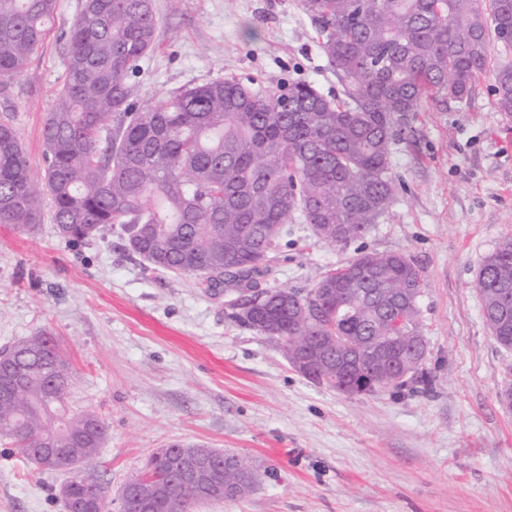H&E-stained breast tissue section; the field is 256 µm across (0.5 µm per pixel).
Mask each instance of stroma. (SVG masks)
Here are the masks:
<instances>
[{
  "label": "stroma",
  "instance_id": "obj_1",
  "mask_svg": "<svg viewBox=\"0 0 512 512\" xmlns=\"http://www.w3.org/2000/svg\"><path fill=\"white\" fill-rule=\"evenodd\" d=\"M55 24L25 71L0 84V119L16 129L43 179L42 127L67 63L63 31L81 0H57ZM156 50L130 77L137 104L215 77L264 86L342 87L301 0H152ZM494 73L464 102L427 99L404 113L391 147L401 187L359 241L328 246L293 223L264 288H313L360 250L398 252L424 275L419 321L424 383L345 394L289 364L280 342L243 325L232 293L175 276L132 253L120 227L72 242L44 198L27 232L0 224V347L54 336L73 370L69 411L95 409L97 455L112 512L123 485L173 443L247 457L244 496L197 512H512V349L493 340L473 286L484 258L512 234V117ZM66 472H41L0 438V512H65Z\"/></svg>",
  "mask_w": 512,
  "mask_h": 512
}]
</instances>
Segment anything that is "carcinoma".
Instances as JSON below:
<instances>
[{"label": "carcinoma", "mask_w": 512, "mask_h": 512, "mask_svg": "<svg viewBox=\"0 0 512 512\" xmlns=\"http://www.w3.org/2000/svg\"><path fill=\"white\" fill-rule=\"evenodd\" d=\"M319 47L344 98L311 83L271 80L263 89L217 77L182 86L139 107L129 77L154 52L159 22L152 0H83L69 27L62 89L44 125V184L32 177L19 137L0 121V224L31 230L42 196L65 239L84 241L119 225L130 250L149 266L191 274L208 288L246 283L271 273L270 254L293 216L317 227L344 224L363 238L397 193L391 145L398 117L424 101L466 100L486 71L492 48L512 52V0H302ZM56 0H0V82L18 77L44 44ZM500 111L512 116V63L497 67ZM483 317L498 344L512 348V235L502 237L475 281ZM406 292L392 307L391 296ZM422 276L402 253L362 251L302 294L267 290L247 299L238 318L283 342L286 356H316L313 380L342 391L336 337L353 354L365 394L424 381L423 358L400 347L379 363L383 336L420 330ZM24 384L0 400V437L23 457L55 431L57 447L80 438L88 464L69 481L84 500L99 486L95 459L107 429L92 409L71 414L65 400L70 362L43 332L4 347ZM174 462L152 455L140 477L162 486L156 512H195L218 498L207 485L251 488L247 458L212 463L184 484Z\"/></svg>", "instance_id": "carcinoma-1"}]
</instances>
